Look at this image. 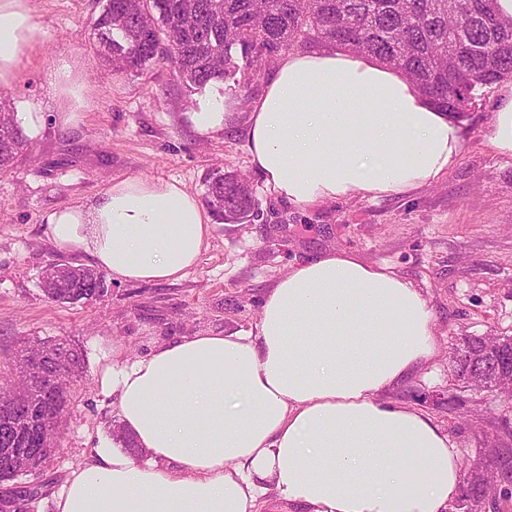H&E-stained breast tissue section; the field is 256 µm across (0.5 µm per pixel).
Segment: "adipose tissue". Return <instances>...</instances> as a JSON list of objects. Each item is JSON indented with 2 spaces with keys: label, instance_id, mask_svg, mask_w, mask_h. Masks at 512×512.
I'll use <instances>...</instances> for the list:
<instances>
[{
  "label": "adipose tissue",
  "instance_id": "ef3b65f1",
  "mask_svg": "<svg viewBox=\"0 0 512 512\" xmlns=\"http://www.w3.org/2000/svg\"><path fill=\"white\" fill-rule=\"evenodd\" d=\"M34 34L31 0H0V87L16 81ZM73 123L84 83L52 72ZM252 166L267 189L307 207L433 184L463 147L456 118L399 71L340 49L291 51L247 115ZM215 230L175 181L130 177L53 211L45 234L112 279L175 282ZM423 293L391 266L331 249L292 265L255 324L199 333L113 360L122 443L92 449L54 512H448L460 494L458 448L431 416L385 396L439 346Z\"/></svg>",
  "mask_w": 512,
  "mask_h": 512
}]
</instances>
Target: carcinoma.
<instances>
[{"label": "carcinoma", "instance_id": "1", "mask_svg": "<svg viewBox=\"0 0 512 512\" xmlns=\"http://www.w3.org/2000/svg\"><path fill=\"white\" fill-rule=\"evenodd\" d=\"M91 39L117 72H141L156 62L170 64L189 91L205 88L239 71L257 70L281 50L341 48L368 54L398 69L439 110L461 117L476 91L512 80V17L496 0H103ZM245 59L239 66L235 52ZM17 114L0 100V170L28 150ZM205 201L226 224L251 221L260 211L253 188L242 176L215 172ZM40 287L60 303L89 301L105 292V274L74 261H52ZM512 336H463L453 349L457 381L512 397V382L498 381V365ZM78 351L56 340L22 343L13 360L15 374L0 380V419L15 415L16 430L0 432V497L33 501L42 485L15 487V466L43 470L47 449L61 438L71 383L80 376ZM500 472L487 468L485 455L463 474L459 512H484L496 478L512 477V446L492 443Z\"/></svg>", "mask_w": 512, "mask_h": 512}]
</instances>
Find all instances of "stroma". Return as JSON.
I'll return each mask as SVG.
<instances>
[{
    "mask_svg": "<svg viewBox=\"0 0 512 512\" xmlns=\"http://www.w3.org/2000/svg\"><path fill=\"white\" fill-rule=\"evenodd\" d=\"M35 32L7 96L16 110L44 116L31 135L32 155L0 171V368L20 340L61 339L81 350L84 368L73 382L60 449L40 482L30 512H52V499L90 448L111 440L119 421L98 385L113 357L135 359L158 344L199 333L224 334L255 323L268 288L291 265L330 248L385 263L419 288L435 314L439 353L391 398L429 412L468 468L487 437L512 428V404L491 392L461 389L450 366L459 337L489 332L512 336V154L486 133L497 109L498 85L479 91L463 117V148L438 182L407 195L353 196L297 207L277 199L250 164L248 103L266 90V66L251 76L190 93L166 64L139 73L105 65L89 33L100 0H31ZM70 61L85 76L80 118L58 121L60 101L50 73ZM239 100L238 118L202 136L190 114L209 99ZM246 176L261 215L216 227L199 264L177 282L107 281L84 303L49 299L39 281L62 254L47 239L46 216L96 197L126 177L176 180L197 197L214 168Z\"/></svg>",
    "mask_w": 512,
    "mask_h": 512,
    "instance_id": "stroma-1",
    "label": "stroma"
}]
</instances>
